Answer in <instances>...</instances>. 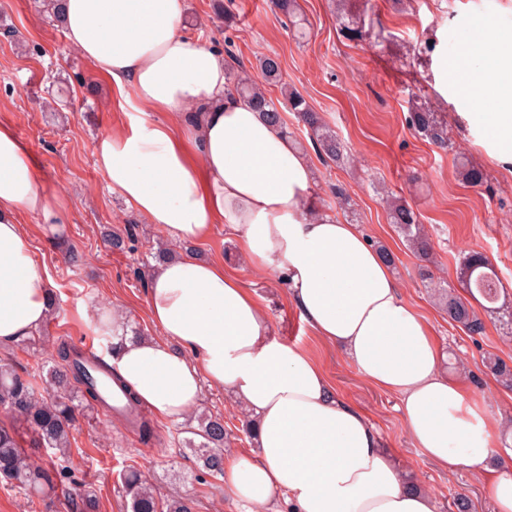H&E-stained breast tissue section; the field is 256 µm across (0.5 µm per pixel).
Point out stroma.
Masks as SVG:
<instances>
[{"label":"stroma","instance_id":"1","mask_svg":"<svg viewBox=\"0 0 512 512\" xmlns=\"http://www.w3.org/2000/svg\"><path fill=\"white\" fill-rule=\"evenodd\" d=\"M297 4L309 32L302 43L273 0H188L179 30L223 55L230 76L248 71L274 102L282 100L281 87L294 90L336 132L348 154L339 164L319 154L293 113L283 114L314 168L315 209L360 225L393 253L401 296L426 321L443 371L491 419L506 421L512 416V390L495 380L482 358L493 354L512 366V326L487 315L484 333L467 335L442 311L436 290L459 289L462 257L480 252L512 294V161L497 159L480 123L456 106L442 69L444 59L470 38L469 23L476 17L494 12L499 26L512 28V0H346L347 17L366 30L357 40L344 36L336 0ZM4 28L11 34H0V124L12 126L30 149L39 182L66 198L70 222L54 241L42 234L34 215L23 216L31 250L53 283L56 313L36 345H0V362L54 365L55 344L62 338L105 353V343L80 314L91 304L118 306L130 328L156 335L147 314L144 264L164 232L109 189L94 157L100 137L127 125L128 107L113 84L69 45L63 25L42 0H0V31ZM267 54L280 61V85L264 83L257 63ZM414 95L447 125L451 147H438L410 126ZM461 155L486 172L483 188L464 183ZM382 187L411 206L425 225L436 288L422 281L418 257L388 223L378 194ZM110 230L133 233L134 250L113 251L106 237ZM171 248L182 256L222 258L226 270L245 280L260 299L270 336L316 357L332 389L370 419L398 466L434 494L439 512H457L453 501L459 497L468 499L470 512H495L491 473L428 461L404 428L398 396L370 385L341 351L319 341L277 275L243 262L228 225H218L205 241L175 242ZM71 251L81 255L79 264L68 263ZM200 408L223 417L225 456L251 449L240 430L246 412L231 394L204 387ZM154 425L159 441L146 445L121 418L98 409L77 413L71 461L95 495L98 512H127L119 474L129 467L140 470L160 494L177 491L194 498L197 512H244L222 480L204 475L175 444L174 423L158 419ZM67 497L60 488L37 496L0 482V512H66Z\"/></svg>","mask_w":512,"mask_h":512}]
</instances>
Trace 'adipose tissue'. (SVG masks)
Returning a JSON list of instances; mask_svg holds the SVG:
<instances>
[{
	"label": "adipose tissue",
	"instance_id": "ef3b65f1",
	"mask_svg": "<svg viewBox=\"0 0 512 512\" xmlns=\"http://www.w3.org/2000/svg\"><path fill=\"white\" fill-rule=\"evenodd\" d=\"M70 45L113 81L131 107L126 129L94 147L110 189L175 242L206 240L230 225L246 263L276 272L305 322L341 349L353 369L398 394L405 429L430 461L487 470L501 429L440 366L429 328L359 225L313 210L314 170L279 127L227 93L223 58L179 31L187 0H61ZM449 58L448 88L477 109L512 158V33L493 17ZM186 112L177 126L148 112ZM32 155L0 124V344L38 334L52 288L20 222L45 234L68 223L65 199L39 184ZM153 337L130 339L126 312L86 307L93 332L112 337L108 362L140 403L181 422L204 386L229 391L256 427L253 450L226 460L224 484L249 512H439L411 487L375 426L337 397L304 349L268 334L250 288L222 261L172 259L152 272Z\"/></svg>",
	"mask_w": 512,
	"mask_h": 512
}]
</instances>
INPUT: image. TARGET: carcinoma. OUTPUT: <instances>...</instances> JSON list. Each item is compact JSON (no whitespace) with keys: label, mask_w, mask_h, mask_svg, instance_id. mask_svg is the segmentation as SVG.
I'll return each mask as SVG.
<instances>
[{"label":"carcinoma","mask_w":512,"mask_h":512,"mask_svg":"<svg viewBox=\"0 0 512 512\" xmlns=\"http://www.w3.org/2000/svg\"><path fill=\"white\" fill-rule=\"evenodd\" d=\"M259 67L267 83L281 80L278 58L266 55L259 59ZM232 95L247 102L262 113L271 124L286 128L282 113L272 99L247 77L234 84ZM289 111L309 130L321 151L331 160L344 159V146L336 133L322 121L318 113L306 104L296 92L285 94ZM411 124L442 148L450 145L447 126L438 121L435 113L423 105H416L409 115ZM463 181L471 188H479L487 181L486 173L468 162L461 164ZM389 223L404 235L409 246L421 258L429 256L431 244L424 227L419 224L414 210L395 198L386 208ZM459 282L470 296H480L489 314L512 319V299L506 300L500 278L486 256L478 252L467 254L457 271ZM442 309L448 318L469 335H480L484 322L469 301L444 289L439 293ZM55 366H43L34 371H19L14 365L0 363V410L19 418L29 429L38 447L44 452L45 462L39 465L22 448L16 428L0 426V480L38 494H45L60 482H77L69 464L70 435L78 404H100L94 381L84 367L83 353L72 342L62 339L56 347ZM487 368L503 386L512 389V367L497 356L485 359ZM129 427L136 430L145 444L157 438V433L146 416H140L132 392H125ZM184 435L179 447L189 450L201 462L203 473L211 477L224 475V442L227 431L224 419L202 413L197 425L177 429ZM128 497L127 512H194L192 499L172 494L166 498L157 495L153 485L140 472L129 470L121 476ZM68 512H95L96 501L85 493L67 501Z\"/></svg>","instance_id":"obj_1"}]
</instances>
